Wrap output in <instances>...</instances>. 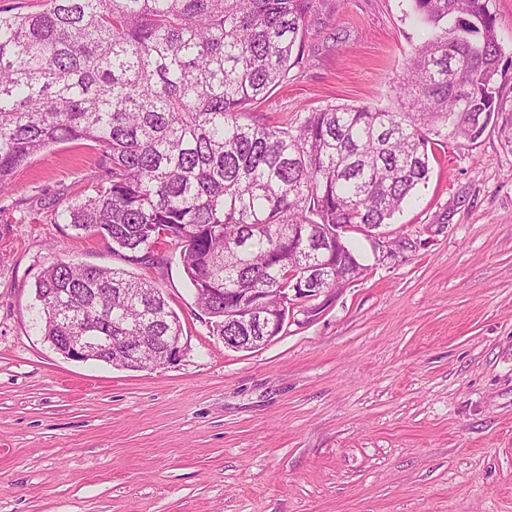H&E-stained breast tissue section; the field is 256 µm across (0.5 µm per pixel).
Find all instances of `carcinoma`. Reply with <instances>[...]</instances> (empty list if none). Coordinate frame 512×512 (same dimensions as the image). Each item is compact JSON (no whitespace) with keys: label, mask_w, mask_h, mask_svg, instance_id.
Wrapping results in <instances>:
<instances>
[{"label":"carcinoma","mask_w":512,"mask_h":512,"mask_svg":"<svg viewBox=\"0 0 512 512\" xmlns=\"http://www.w3.org/2000/svg\"><path fill=\"white\" fill-rule=\"evenodd\" d=\"M432 27L415 49L390 108L328 105L288 124L251 106L298 65L314 0H43L34 13L0 9V192L51 147L98 153L94 194L49 217L98 235L148 263L181 246L196 305L216 336H242L229 318L241 288L278 303L314 248L323 288L359 265L336 225L378 228L430 178L429 146L451 128L476 141L496 111L502 46L490 0H413ZM73 295L51 314L52 298ZM127 336L182 335L156 285L124 269L58 262L36 283L43 336L62 347L100 329L112 350L90 359L139 371Z\"/></svg>","instance_id":"carcinoma-1"}]
</instances>
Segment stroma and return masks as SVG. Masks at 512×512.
I'll return each mask as SVG.
<instances>
[{"label": "stroma", "mask_w": 512, "mask_h": 512, "mask_svg": "<svg viewBox=\"0 0 512 512\" xmlns=\"http://www.w3.org/2000/svg\"><path fill=\"white\" fill-rule=\"evenodd\" d=\"M495 116L441 140L377 236L366 276L269 344L233 351L195 304L180 250L128 262L66 224L21 223L91 194L97 155L54 146L0 193V512H512V0ZM427 30L411 0H316L304 59L253 104L271 121L389 107ZM153 281L183 325L141 371L65 358L35 284L58 262Z\"/></svg>", "instance_id": "obj_1"}]
</instances>
